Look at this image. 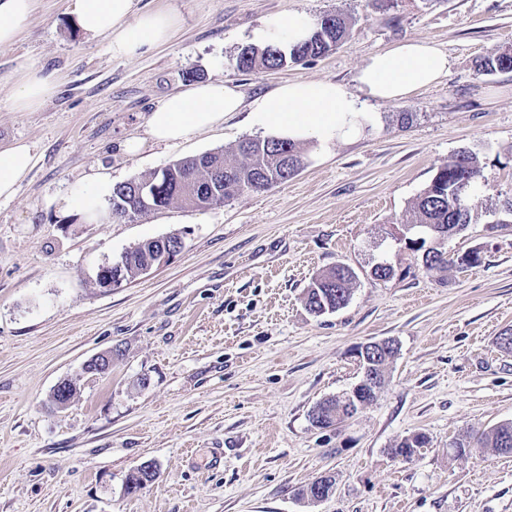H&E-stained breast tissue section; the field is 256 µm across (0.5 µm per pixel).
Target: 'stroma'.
<instances>
[{"instance_id":"1","label":"stroma","mask_w":512,"mask_h":512,"mask_svg":"<svg viewBox=\"0 0 512 512\" xmlns=\"http://www.w3.org/2000/svg\"><path fill=\"white\" fill-rule=\"evenodd\" d=\"M172 10L168 43L118 58L77 26L72 0H37L17 41L0 46V147L29 144L33 164L0 198V512H512V456L452 441L512 423V72L475 63L512 46V0H137ZM341 11L350 37L328 55L276 71L243 72L239 50L273 14ZM428 38L447 51L439 84L377 104L378 122L327 152L303 146L304 168L263 193L205 211L178 204L134 220L63 207L90 195L88 174L119 184L177 159L261 138L248 113L178 144L147 138L165 97L195 81H229L246 98L279 82L353 85L367 58ZM54 86L34 112L10 96L20 67ZM409 123H402V113ZM142 139L138 154L123 152ZM478 152V223L445 240L479 251L473 268L427 270L401 223L411 202L460 148ZM171 233L176 259L118 288L96 274L134 245ZM394 269L372 274L376 263ZM355 271L348 304L310 314L313 278ZM392 340L398 353L374 400L321 429L309 414L361 378L358 348ZM111 352L101 376L83 365ZM77 386L56 409L58 382ZM422 432L408 461L391 450ZM157 479L131 492L130 473ZM334 479L311 503L298 491Z\"/></svg>"}]
</instances>
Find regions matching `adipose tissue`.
<instances>
[{
	"label": "adipose tissue",
	"mask_w": 512,
	"mask_h": 512,
	"mask_svg": "<svg viewBox=\"0 0 512 512\" xmlns=\"http://www.w3.org/2000/svg\"><path fill=\"white\" fill-rule=\"evenodd\" d=\"M73 13L85 34L107 36L112 54L124 58L168 42L179 25L176 16L165 10L136 11L135 0H73ZM314 28L307 15L274 14L254 29L252 40L258 46L274 44L287 52L308 39ZM448 69L446 51L433 41L415 39L370 55L356 73L352 90L332 80L301 79L280 83L248 100L232 83H198L168 95L150 113L147 131L156 141L178 143L244 110L266 138L323 148L375 125V104L405 100L447 76ZM53 91L38 71L21 69L11 92L12 107L17 112L34 111ZM32 161L25 142L0 149V197L13 196Z\"/></svg>",
	"instance_id": "ef3b65f1"
}]
</instances>
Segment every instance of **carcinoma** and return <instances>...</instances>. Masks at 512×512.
Returning <instances> with one entry per match:
<instances>
[{"label":"carcinoma","mask_w":512,"mask_h":512,"mask_svg":"<svg viewBox=\"0 0 512 512\" xmlns=\"http://www.w3.org/2000/svg\"><path fill=\"white\" fill-rule=\"evenodd\" d=\"M351 24L344 13H326L317 19L311 37L284 54L275 46H244L240 49L237 69L243 72L281 69L308 59L329 54L349 35ZM478 72L512 71V47L499 48L484 56L477 64ZM305 156L295 144L269 139H243L235 146L198 156L185 157L168 165L167 171L153 172L113 187L111 206H123L129 210L128 218L134 219L140 210L136 196L137 186L149 183L156 189L154 204L163 210L177 203L195 210H204L224 203L235 195L261 193L284 183L304 167ZM482 160L478 152L464 148L439 168L429 185L413 202L406 224L423 234L421 241L431 239L434 246L425 250L423 265L428 270H440L458 264L475 267L481 263L477 252H468L456 258L442 250L448 230L457 226L467 228L479 220L473 202L472 191L482 176ZM469 179L466 196L457 199V184L461 178ZM179 234L147 240L129 249L130 257L124 267L125 280L139 275L152 260L160 245H168ZM356 273L348 266L338 264L318 275L307 288L305 304L315 315L334 312L349 301ZM323 417L312 418L320 428L336 425L338 415L347 412L336 397L318 403ZM478 440L502 454L512 455V423L501 424L479 433ZM428 443L423 433L414 438H404L393 448L397 453L409 456Z\"/></svg>","instance_id":"obj_1"}]
</instances>
